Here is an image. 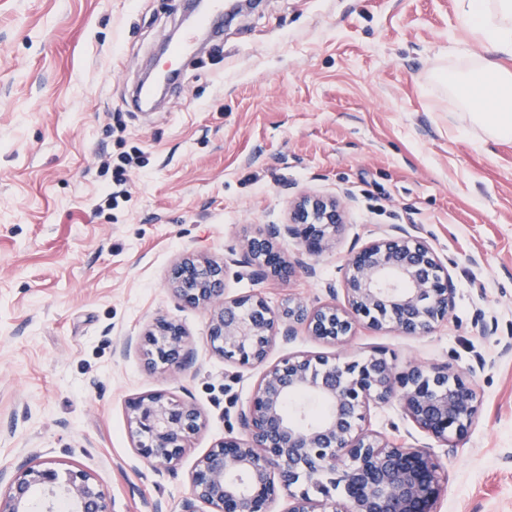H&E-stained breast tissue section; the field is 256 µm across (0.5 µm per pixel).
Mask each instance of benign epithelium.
I'll return each instance as SVG.
<instances>
[{"label": "benign epithelium", "mask_w": 512, "mask_h": 512, "mask_svg": "<svg viewBox=\"0 0 512 512\" xmlns=\"http://www.w3.org/2000/svg\"><path fill=\"white\" fill-rule=\"evenodd\" d=\"M343 222L335 199L306 194L292 205L289 224L246 238L241 252L257 278H282L292 266L274 238L285 232L300 240L307 255L318 256ZM227 269L225 261L186 257L172 267L169 280L183 304L209 310L213 350L245 367L263 365L276 337L295 338L298 325L334 343L347 341L361 325L425 335L448 318L454 299L447 266L426 240L404 229L348 258L343 305L293 301L278 312L254 295L228 298ZM132 349L150 370L178 368L190 355L185 329L165 316L143 337L127 339L123 353ZM294 395L323 402L327 416L309 422L303 411L288 415L285 402ZM395 398L422 431L446 443L463 438L477 413L474 389L462 373L419 363L397 372L382 351L345 364L290 356L266 368L239 412L242 436L224 439L197 461L182 512H198V502L216 512H270L280 490L292 500L288 512H436L444 471L440 458L360 426L370 404ZM128 410L138 453L168 466L179 461L204 425L194 404L163 391L129 399ZM36 489L46 512L60 499L69 512H110L92 474L71 470L62 480L45 462L18 469L0 494V512H32Z\"/></svg>", "instance_id": "7a95c632"}]
</instances>
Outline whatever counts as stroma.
Masks as SVG:
<instances>
[{"instance_id": "stroma-1", "label": "stroma", "mask_w": 512, "mask_h": 512, "mask_svg": "<svg viewBox=\"0 0 512 512\" xmlns=\"http://www.w3.org/2000/svg\"><path fill=\"white\" fill-rule=\"evenodd\" d=\"M182 17L178 0H0V471L84 469L111 512H180L198 459L241 436L263 370L213 351L208 314L174 296L171 267L229 258L226 296L319 306L350 252L400 226L449 270L447 321L424 336L362 326L343 344L301 330L267 362L381 350L398 372L477 367L478 414L455 446L395 401L364 425L441 458L437 512H512V141H483L435 77L476 47L459 0H260L176 91L136 110L130 94ZM137 150L143 166L107 206L114 165ZM305 193L345 210L320 256L276 238L311 273L258 281L236 266L241 241L286 223ZM159 315L189 335L182 368L118 352ZM154 391L205 419L171 467L130 433L128 400Z\"/></svg>"}]
</instances>
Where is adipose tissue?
Returning <instances> with one entry per match:
<instances>
[{
	"mask_svg": "<svg viewBox=\"0 0 512 512\" xmlns=\"http://www.w3.org/2000/svg\"><path fill=\"white\" fill-rule=\"evenodd\" d=\"M482 51L442 77L453 100L489 141L512 140V0H460Z\"/></svg>",
	"mask_w": 512,
	"mask_h": 512,
	"instance_id": "1",
	"label": "adipose tissue"
}]
</instances>
